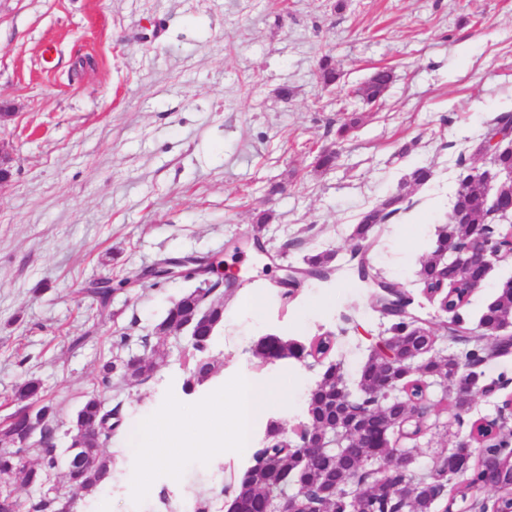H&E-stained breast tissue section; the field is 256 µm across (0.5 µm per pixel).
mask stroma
I'll list each match as a JSON object with an SVG mask.
<instances>
[{
    "label": "stroma",
    "instance_id": "obj_1",
    "mask_svg": "<svg viewBox=\"0 0 512 512\" xmlns=\"http://www.w3.org/2000/svg\"><path fill=\"white\" fill-rule=\"evenodd\" d=\"M325 55L340 72L328 88L317 78ZM383 66L392 84L379 103L363 104L356 89ZM0 104V147L12 158L0 183V420L16 409L20 379L39 378L65 449L101 359L116 336L132 335L127 354L155 358V372L102 391L105 402L123 399L120 430L103 448L118 477L96 496L75 495L72 512H192L203 498L210 512H226L224 491L242 469L229 451L181 479L157 478L135 504L137 426L166 394L193 404L243 370L287 376L288 398L272 416L287 429L303 421L317 373L292 360L256 368L249 349L267 334L303 342L333 333L344 376L356 378L387 328L373 291L344 276L306 284L284 307L276 282L282 267L321 250L347 267L360 214L417 166L432 180L408 187L411 208L369 257L439 326L445 314L421 296L417 272L450 216L458 159L487 166L474 149L512 109V0H0ZM353 117L357 128L337 141ZM326 148L339 160L325 170L315 158ZM276 184L283 191L274 195ZM257 234L268 253L236 258L240 286L211 346L219 373L183 395L187 338L155 327L197 283L148 271L173 257L224 256L226 244ZM106 277L118 288L99 317L86 290ZM510 278L512 260L493 263L468 327L478 328ZM245 294L261 298L258 311L238 307ZM75 336L86 344L71 348ZM483 371L484 382L506 386L476 395L459 420L440 404L441 387L430 388L415 471H428L473 422L497 417L512 394V355Z\"/></svg>",
    "mask_w": 512,
    "mask_h": 512
}]
</instances>
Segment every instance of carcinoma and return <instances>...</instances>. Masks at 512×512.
Masks as SVG:
<instances>
[{"label":"carcinoma","instance_id":"obj_1","mask_svg":"<svg viewBox=\"0 0 512 512\" xmlns=\"http://www.w3.org/2000/svg\"><path fill=\"white\" fill-rule=\"evenodd\" d=\"M319 76L326 85H333L339 80L336 66L327 56L320 62ZM392 80L390 69H376L361 88L364 100L371 104L378 102ZM457 182L448 224L436 234L418 271V281L424 290L434 292L442 283L448 284V289L439 293L438 298L448 299L452 331L448 342L456 347V351L448 356H436L428 351L420 355V366L417 369L406 368L397 362L386 367L373 358L359 372V390L350 393V398L346 400L341 396V391L348 390V386L343 375L337 372L338 364L332 360L336 345L331 343L330 335L314 336L306 344L275 335L258 339L251 347V354L259 360L260 365L294 360L310 368L319 367L321 371L315 386L306 396V417L304 422L298 424L296 440L288 442L283 426L275 420L269 421L262 446L254 455L255 463L243 474L234 476L236 492L233 500L237 502L239 512H271L275 504V493L290 486L296 487L299 500L304 504L322 512H343L344 502L341 498L328 499L323 494L329 483L357 485L356 494L362 501L361 512H393L395 509L404 512H432L437 501L448 498L453 502L459 499L464 501L470 492L484 485V467L472 458L469 447V443L478 442L482 436L483 430L477 423L472 425L468 436L458 441L449 452L448 471L439 470L421 476L408 471L388 478L390 483L397 486L412 485V497L407 502H386L381 488L377 486L378 478L364 475L361 466L364 459L370 456L379 458L388 451L386 440L393 433L390 422L399 415L397 403L382 400V389L386 384L403 389L407 395L421 402L422 412L417 417L418 426L413 431L416 436L421 431L420 423L429 411V401L425 400V395L430 383L444 378L449 380L458 372L477 375L490 360L486 347L471 345L470 337L464 333L467 328L464 316L466 304L460 302L464 293L463 279L458 274V266L446 261L444 254L460 251L472 236L487 231L505 252L512 244V224L497 222L491 229L485 227L489 211L485 186L476 168L460 163ZM405 201L406 194L398 189L363 212L355 224L352 237L360 244V248L351 256L348 272L360 285L368 286L367 280L374 273L367 252L379 242V236L375 235L376 228L390 223L397 214L406 211L403 207ZM333 259L334 254L326 251L305 257L306 281L326 282L335 276L338 268L332 265ZM112 292L114 288L110 278L87 289V293L97 303L98 313L105 312ZM213 292V288H196L184 293L172 303L157 324V333L179 334L181 327L189 323L197 310L203 307L209 309L214 328H219L224 324V301L210 299ZM379 314L391 323L389 332L400 353L418 351L427 344L425 337L416 334L418 323L415 317L418 316V309L410 293L401 292L390 307L379 306ZM509 319L512 320V279L500 284L497 298L487 306L481 322L493 325ZM213 340L214 336L208 334L205 327L200 329V335L188 337V344L183 349L184 393H192L196 387L218 374V362L209 354ZM154 370L155 363L147 358L124 359L114 356L102 361L98 380L106 388L113 386L115 377L127 385L139 384L148 379ZM40 391L39 380L25 377L15 388L14 400L19 404L29 401L38 403L41 410L51 418L54 415L53 404L40 401ZM121 408L120 401L108 408L98 394L90 392L85 395L69 429L70 445L64 459L66 477L73 491L89 494L112 481V460L103 455L102 447L112 441L121 426ZM354 411L367 415L366 436L348 439L342 447L331 449L329 456L309 460L301 458L300 449L309 432L322 429L330 436L336 427L348 425ZM85 452L98 456L97 466L87 472L82 471L78 463L79 456ZM486 452L499 460L504 472L512 471V448L509 442L503 440L491 444ZM16 454L13 448H0V475H18L26 486L38 490L39 494L24 506L6 481L0 486V512H21L23 508L26 512H70V499L48 487L51 475L61 460L55 446L41 449L40 462L36 465L20 461ZM468 471L471 472V478L458 485L453 495H448V477Z\"/></svg>","mask_w":512,"mask_h":512}]
</instances>
